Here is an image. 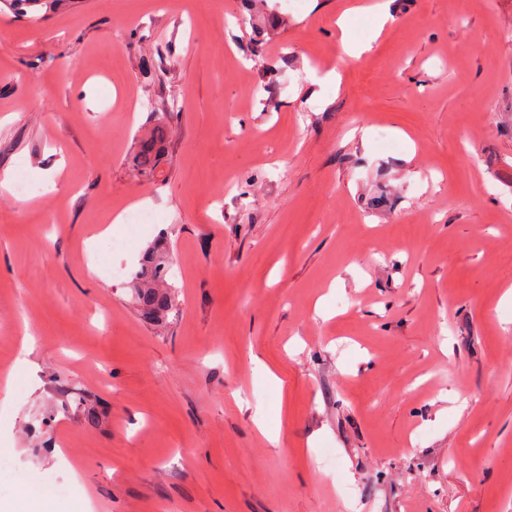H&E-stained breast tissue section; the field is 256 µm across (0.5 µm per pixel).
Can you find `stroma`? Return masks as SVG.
Returning a JSON list of instances; mask_svg holds the SVG:
<instances>
[{
  "label": "stroma",
  "mask_w": 512,
  "mask_h": 512,
  "mask_svg": "<svg viewBox=\"0 0 512 512\" xmlns=\"http://www.w3.org/2000/svg\"><path fill=\"white\" fill-rule=\"evenodd\" d=\"M139 2L0 0V502L512 512V0ZM166 131L162 124H157L145 139L140 151L135 157L134 165L142 176H153L154 172L163 159L162 142L165 139ZM173 260L170 246L162 238L156 240L145 250L130 282L132 303L144 317L158 324L176 310L174 286L168 281Z\"/></svg>",
  "instance_id": "stroma-1"
}]
</instances>
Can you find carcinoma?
<instances>
[{
    "label": "carcinoma",
    "mask_w": 512,
    "mask_h": 512,
    "mask_svg": "<svg viewBox=\"0 0 512 512\" xmlns=\"http://www.w3.org/2000/svg\"><path fill=\"white\" fill-rule=\"evenodd\" d=\"M165 135L164 126L158 124L149 137L142 142L134 160L140 175L145 177L154 175L163 159L161 145ZM172 265L173 254L170 246L160 238L145 250L140 266L134 272L130 282L132 303L138 307L144 317L158 324L163 322L169 313L176 310L175 291L168 281ZM74 403L76 408L82 410L85 425L89 427L99 425L98 409L88 403L84 396L75 394Z\"/></svg>",
    "instance_id": "obj_1"
}]
</instances>
